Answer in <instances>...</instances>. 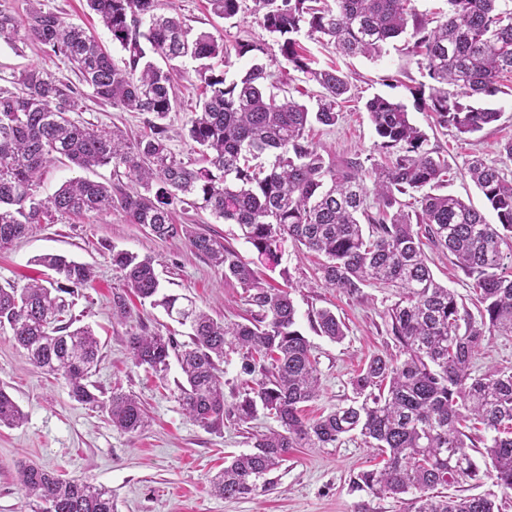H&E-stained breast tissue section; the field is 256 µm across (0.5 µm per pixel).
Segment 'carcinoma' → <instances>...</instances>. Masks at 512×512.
<instances>
[{"label": "carcinoma", "mask_w": 512, "mask_h": 512, "mask_svg": "<svg viewBox=\"0 0 512 512\" xmlns=\"http://www.w3.org/2000/svg\"><path fill=\"white\" fill-rule=\"evenodd\" d=\"M160 0H87L126 52L118 64L94 35L46 11L39 0L23 20L0 11V40L27 41L67 60L97 100L149 115L148 132L135 140L72 117L81 95L44 69L20 73L15 92L0 87V249L24 237L30 225L54 216L121 209L160 239L184 236L191 251L235 279L252 307L244 322L213 318L187 297L160 293L155 260L112 251V266L127 288L190 327L191 343L177 354L185 383L178 385L185 414L207 431L224 421L246 424L259 410L280 428L249 436L251 452L235 457L212 480L216 495L236 499L264 490L290 448H336L359 433L385 456L380 468L359 472L353 488L373 495L415 493V512H499L492 494L438 495L439 487L487 477L512 490V371L473 374L477 349L488 336L512 335V179L474 157L468 175L498 223L450 194L435 193L448 165L427 148L428 135L404 104L382 96L365 103L382 161L366 168L360 157L324 155L309 136L311 123L333 126L338 100L349 92L339 71L315 70L299 35L335 46L344 56L377 59L385 46L409 33L432 80L417 97L434 125L471 138L495 122L499 110L487 99L512 74V0H444L445 20L429 27L413 0H252L248 11L274 39L262 41L201 32L189 37L176 16L160 12ZM212 12L231 20L243 0H210ZM252 56L251 66L227 80L230 54ZM196 62L200 90L184 140L189 158L170 147L169 114L177 106L173 62ZM310 75L319 87L316 109L272 92L289 69ZM456 87L448 93L447 86ZM69 163L80 169L112 166L116 181L69 180L41 199L34 187L45 169ZM419 208L405 210L402 197ZM373 203H368V199ZM207 210L240 226L259 256L276 260L290 239L323 260L316 271L327 288L347 294L364 286L396 289L388 332L399 354H374L351 379L354 397L345 406L309 419L304 404L319 395L318 361L297 327L290 291L265 287L239 252L223 240L185 224L173 213ZM446 250L472 281V313L451 289L437 282L423 240ZM38 263L58 278L45 284L0 286V330L10 332L31 365L62 375L71 397L105 410L112 426L136 433L146 413L132 394L112 390L102 401L90 381L100 341L78 326L71 308L91 285V266L58 254ZM316 331L336 341L345 324L330 309L317 312ZM178 344L160 333L130 334V358L145 371L167 370ZM236 354L247 389L224 396L220 362ZM23 413L0 389V426H16ZM488 436L466 433L474 425ZM482 444L484 466L467 448ZM26 496L49 501L54 512H112V494L81 479H64L36 465L19 472Z\"/></svg>", "instance_id": "obj_1"}]
</instances>
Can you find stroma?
I'll return each mask as SVG.
<instances>
[{
  "instance_id": "stroma-1",
  "label": "stroma",
  "mask_w": 512,
  "mask_h": 512,
  "mask_svg": "<svg viewBox=\"0 0 512 512\" xmlns=\"http://www.w3.org/2000/svg\"><path fill=\"white\" fill-rule=\"evenodd\" d=\"M43 7L64 14L110 47L114 59H121V51L113 48L110 33L89 11L85 0H43ZM161 10L178 16L192 33L209 32L230 44L268 38L249 13L239 14L231 23L213 14L208 0H161ZM304 46L312 68L339 70L352 86L336 125L313 127L315 142L339 157H376L377 136L364 104L376 95L403 103L415 124L426 131L429 148L448 163L444 192L480 210L489 222H496L495 213L470 180L467 164L476 154L497 163L512 179V162L500 153L501 144L512 139L511 78L502 79L501 92L491 99L501 113L499 120L465 141L453 129L434 126L429 114L417 109L415 94L428 78L417 63L410 38L390 43L376 60L347 57L334 46L310 40ZM30 65L75 85L83 99L79 121L107 130L118 128L131 137L144 131L145 114L122 112L97 102L63 58L35 44L13 47L0 42V79L11 78ZM193 67L189 59L179 65L178 106L168 119L170 146L182 153L187 150L184 126L198 95ZM175 220L222 237L249 261L260 281L290 290L298 326L319 361L320 392L317 399L306 403V416L316 417L345 404L352 395L351 377L370 356L397 354L387 331V312L397 299L395 289L367 286L350 296L323 287L314 275L313 256L292 241L282 243L272 264L258 258L238 225L218 221L206 211L179 212ZM116 249L155 258L163 290L188 297L213 317L240 322L249 315L236 280L225 278L207 259L192 252L185 239H158L142 225L129 223L119 210L105 217L93 213L78 218L60 216L51 224L32 225L10 250H0L2 285L20 284L27 277L40 275L41 268L34 260L45 253L63 254L92 265L95 281L84 297L76 299L72 310L81 324L94 329L101 345L102 358L92 380L104 393L118 388L138 396L149 420L136 434L117 430L107 423L105 413L74 401L62 376L33 368L11 336L0 332V388L24 414L21 424L0 427V512H32L33 504L17 480L19 469L28 464L109 490L113 512H415L413 494L387 497L352 490L351 477L373 464L370 449L358 438L335 448L290 449L287 462L271 472L267 490L238 499L214 495L211 477L223 469L225 459L250 451L249 430L264 431L275 422L262 413L247 427L228 422L222 431H207L190 420L178 402V385L183 380L178 361H171L161 378L133 365L127 338L140 328L174 333L182 345L190 338L187 327L172 321L163 309L134 297L128 300L129 317L113 318L112 296L124 290L122 277L111 261ZM425 252L435 279L454 290L464 303H473L471 281L452 256L430 246ZM325 308L344 321L342 340H330L313 328L316 311Z\"/></svg>"
}]
</instances>
